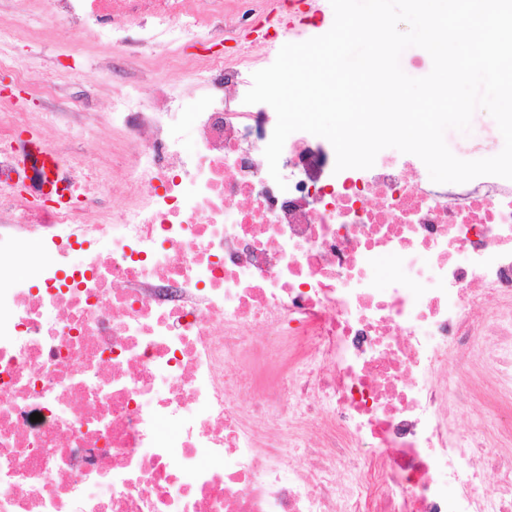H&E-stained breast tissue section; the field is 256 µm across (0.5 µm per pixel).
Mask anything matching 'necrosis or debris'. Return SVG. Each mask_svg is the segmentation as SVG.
Returning <instances> with one entry per match:
<instances>
[{
	"label": "necrosis or debris",
	"mask_w": 512,
	"mask_h": 512,
	"mask_svg": "<svg viewBox=\"0 0 512 512\" xmlns=\"http://www.w3.org/2000/svg\"><path fill=\"white\" fill-rule=\"evenodd\" d=\"M28 6L89 35L116 148L139 165L111 207L68 152L49 177L74 193L33 199L10 179L21 106L0 94V223L24 231L0 274L31 234L59 257L0 287V512H512V420L456 428L488 394L512 416V180L339 172L299 131L274 181L276 115L244 101L267 63L221 0ZM21 38L0 0V74L53 116L94 111L60 96L67 71L32 85L5 49ZM150 56L205 98L157 80L170 105L148 118Z\"/></svg>",
	"instance_id": "4bbe7bcc"
}]
</instances>
